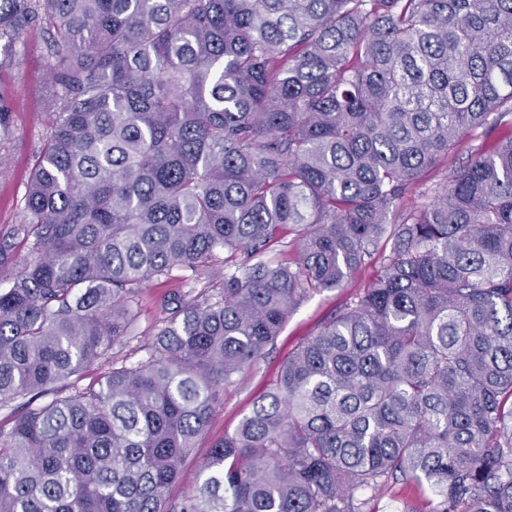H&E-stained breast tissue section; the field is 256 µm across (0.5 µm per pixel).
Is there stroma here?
Listing matches in <instances>:
<instances>
[{
	"instance_id": "1",
	"label": "stroma",
	"mask_w": 512,
	"mask_h": 512,
	"mask_svg": "<svg viewBox=\"0 0 512 512\" xmlns=\"http://www.w3.org/2000/svg\"><path fill=\"white\" fill-rule=\"evenodd\" d=\"M55 87L49 74L46 31L36 25L25 30L12 58L0 61V237L12 234L23 219L24 198L32 170L44 144L51 119ZM373 262L351 272L343 287L311 294L286 323L275 344L254 365L246 367L236 384L226 387L198 448L185 463L173 496H181L196 483L198 463L212 444L233 433L254 402L277 380L289 352L314 334L336 308L352 301L377 276ZM181 272L154 280L138 296L134 333L112 347L116 358L129 364L146 360L144 341L161 328L165 314L161 302L181 288Z\"/></svg>"
}]
</instances>
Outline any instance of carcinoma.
Returning a JSON list of instances; mask_svg holds the SVG:
<instances>
[{
	"mask_svg": "<svg viewBox=\"0 0 512 512\" xmlns=\"http://www.w3.org/2000/svg\"><path fill=\"white\" fill-rule=\"evenodd\" d=\"M41 23L58 91L0 290V407L28 398L0 512H370L391 480L512 512V135L412 202L512 116V0H0V50ZM380 252L172 498L224 387ZM221 258L146 361L111 359L147 282ZM487 145L488 142L476 133L463 136L456 151L449 155L448 162L431 174L427 184L423 187V190H425L424 188H428L429 193L427 196L421 197L419 202L425 203L431 200L435 194V190L446 181V178L453 173L454 169L466 165L471 157H474L480 149H484Z\"/></svg>",
	"mask_w": 512,
	"mask_h": 512,
	"instance_id": "cac0c4a2",
	"label": "carcinoma"
}]
</instances>
